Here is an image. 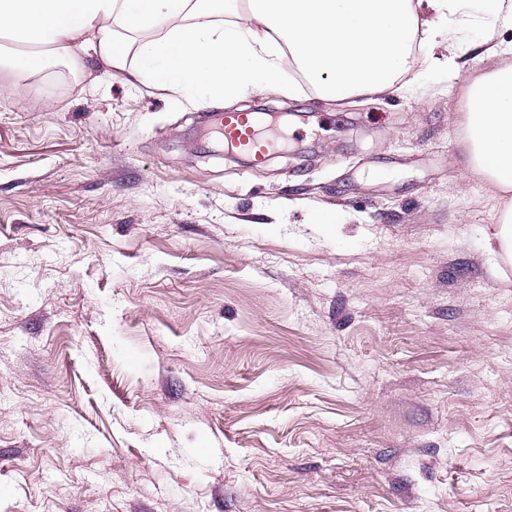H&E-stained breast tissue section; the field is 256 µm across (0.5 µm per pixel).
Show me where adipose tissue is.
I'll return each mask as SVG.
<instances>
[{
    "mask_svg": "<svg viewBox=\"0 0 512 512\" xmlns=\"http://www.w3.org/2000/svg\"><path fill=\"white\" fill-rule=\"evenodd\" d=\"M481 8V55H501L512 27L504 0H0V71L19 83L57 62L185 100L231 102L283 83L293 69L338 102L397 89L413 65L430 70L435 38L461 40L452 17ZM422 57H415L414 45ZM462 147L469 168L505 202L486 237L494 263H512V64L471 81Z\"/></svg>",
    "mask_w": 512,
    "mask_h": 512,
    "instance_id": "obj_1",
    "label": "adipose tissue"
}]
</instances>
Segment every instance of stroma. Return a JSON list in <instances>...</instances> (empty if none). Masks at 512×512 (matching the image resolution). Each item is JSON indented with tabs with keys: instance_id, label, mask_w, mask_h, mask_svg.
Wrapping results in <instances>:
<instances>
[{
	"instance_id": "35a3bbf8",
	"label": "stroma",
	"mask_w": 512,
	"mask_h": 512,
	"mask_svg": "<svg viewBox=\"0 0 512 512\" xmlns=\"http://www.w3.org/2000/svg\"><path fill=\"white\" fill-rule=\"evenodd\" d=\"M324 100L249 168L92 70L0 97V512H512V267L462 154L485 71ZM329 210L334 224L322 223Z\"/></svg>"
}]
</instances>
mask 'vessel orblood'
I'll return each mask as SVG.
<instances>
[{
  "label": "vessel or blood",
  "instance_id": "vessel-or-blood-1",
  "mask_svg": "<svg viewBox=\"0 0 512 512\" xmlns=\"http://www.w3.org/2000/svg\"><path fill=\"white\" fill-rule=\"evenodd\" d=\"M219 134L226 151L247 154L256 165L284 151L288 145L283 132L270 125L260 124L241 112L225 113L219 123Z\"/></svg>",
  "mask_w": 512,
  "mask_h": 512
}]
</instances>
